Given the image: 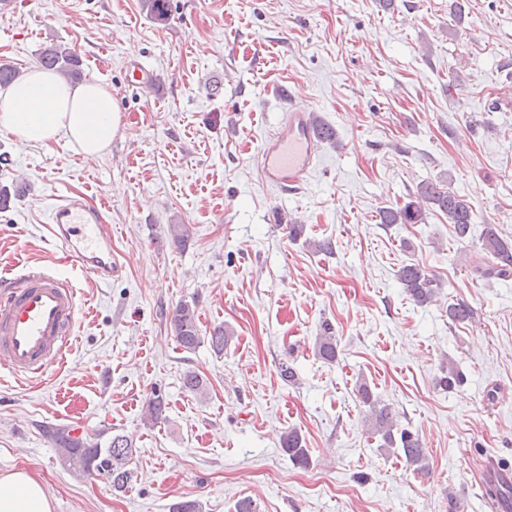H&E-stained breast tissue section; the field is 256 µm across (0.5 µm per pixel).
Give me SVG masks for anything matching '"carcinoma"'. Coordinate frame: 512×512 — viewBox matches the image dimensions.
Wrapping results in <instances>:
<instances>
[{"label":"carcinoma","instance_id":"1","mask_svg":"<svg viewBox=\"0 0 512 512\" xmlns=\"http://www.w3.org/2000/svg\"><path fill=\"white\" fill-rule=\"evenodd\" d=\"M142 9L156 23L164 24L170 16V0H141ZM39 63L52 70L65 80L80 76L79 58L73 49L60 44L44 47L39 53ZM418 196L425 202L448 215V223L453 225L456 237L464 240L475 224L474 213L468 202L458 194L435 183H427L419 188ZM383 224H422L424 211L414 201L401 206L388 207L380 212ZM481 246L486 255L484 265L475 269L481 278L507 279L512 277V244L498 234L492 224L484 226L480 234ZM400 282L414 302L426 305L436 301L438 283L420 266L411 263L398 271ZM474 318L473 310L463 302L448 304V320L453 324H464ZM176 339L186 351L195 350L204 341H209L211 349L217 353L224 351L231 336L219 326L205 338L200 335L195 310L187 304L179 305L173 315ZM317 355L327 363H333L338 356L336 338L331 336L330 327H323L317 339ZM359 395L368 406L369 422L373 433L381 436V450L402 453L406 463L413 466L418 474L428 472L427 456L422 448L419 435L408 428H397V423L389 406L381 403L369 386L359 387ZM47 436L58 451L59 460L70 470L89 476L103 474L112 476L110 485L115 491H123L131 482L132 472L128 463L134 453L133 445L121 434L113 435L107 442L91 441L73 436L64 428L50 427ZM281 448L298 465H306L308 451L302 445L300 433L290 429L281 436Z\"/></svg>","mask_w":512,"mask_h":512}]
</instances>
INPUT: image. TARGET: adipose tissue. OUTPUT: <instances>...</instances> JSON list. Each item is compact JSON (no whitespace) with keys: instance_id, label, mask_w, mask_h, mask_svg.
<instances>
[{"instance_id":"obj_1","label":"adipose tissue","mask_w":512,"mask_h":512,"mask_svg":"<svg viewBox=\"0 0 512 512\" xmlns=\"http://www.w3.org/2000/svg\"><path fill=\"white\" fill-rule=\"evenodd\" d=\"M0 130L26 144L60 140L86 155L106 152L122 132L116 100L97 82L73 84L31 67L0 89ZM0 512H51L40 483L24 472L0 475Z\"/></svg>"}]
</instances>
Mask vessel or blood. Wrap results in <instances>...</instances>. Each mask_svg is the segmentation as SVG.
Instances as JSON below:
<instances>
[{"instance_id": "1", "label": "vessel or blood", "mask_w": 512, "mask_h": 512, "mask_svg": "<svg viewBox=\"0 0 512 512\" xmlns=\"http://www.w3.org/2000/svg\"><path fill=\"white\" fill-rule=\"evenodd\" d=\"M130 82L150 89L154 70L128 63ZM318 143L307 113L292 110L259 152L262 180L282 194L300 190L315 166ZM48 229L66 259L101 284L121 267L112 259V234L99 208L81 197L59 199ZM79 301L72 288L41 266L12 263L0 269V356L20 378L37 379L63 362L74 333Z\"/></svg>"}]
</instances>
